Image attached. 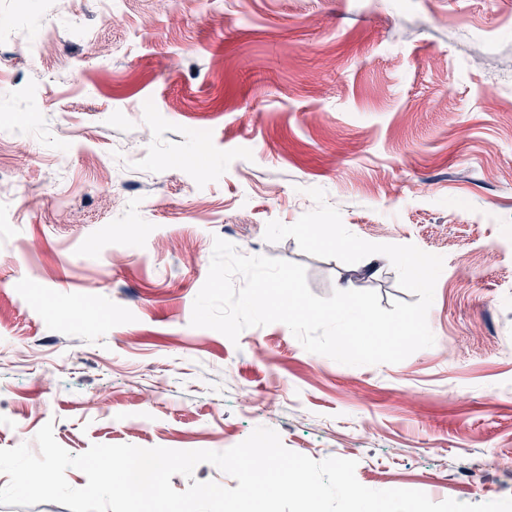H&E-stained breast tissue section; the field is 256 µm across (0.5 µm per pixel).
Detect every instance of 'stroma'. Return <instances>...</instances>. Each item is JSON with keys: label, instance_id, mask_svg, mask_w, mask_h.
I'll return each mask as SVG.
<instances>
[{"label": "stroma", "instance_id": "stroma-1", "mask_svg": "<svg viewBox=\"0 0 512 512\" xmlns=\"http://www.w3.org/2000/svg\"><path fill=\"white\" fill-rule=\"evenodd\" d=\"M113 6L0 0V449L49 423L74 455L221 452L264 426L370 489L512 496V0ZM313 187L361 239L443 256L433 346L348 366L282 323L191 326L218 238L320 297L416 302L385 255L265 240Z\"/></svg>", "mask_w": 512, "mask_h": 512}]
</instances>
